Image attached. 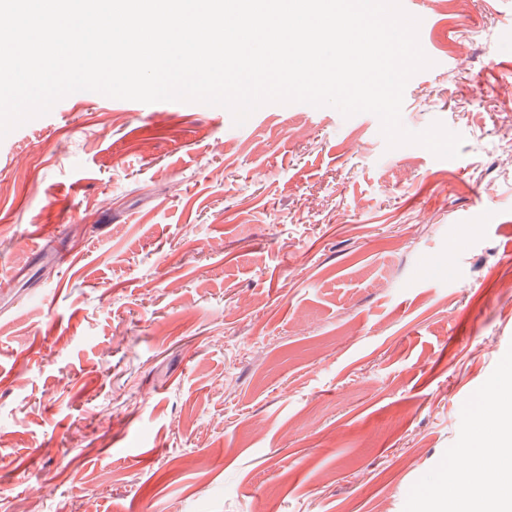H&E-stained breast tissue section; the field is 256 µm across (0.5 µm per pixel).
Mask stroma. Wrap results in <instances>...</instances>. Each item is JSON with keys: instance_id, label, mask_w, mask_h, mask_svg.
I'll use <instances>...</instances> for the list:
<instances>
[{"instance_id": "35a3bbf8", "label": "stroma", "mask_w": 512, "mask_h": 512, "mask_svg": "<svg viewBox=\"0 0 512 512\" xmlns=\"http://www.w3.org/2000/svg\"><path fill=\"white\" fill-rule=\"evenodd\" d=\"M411 7L455 159L304 103L0 139V512H440L512 382V0Z\"/></svg>"}]
</instances>
